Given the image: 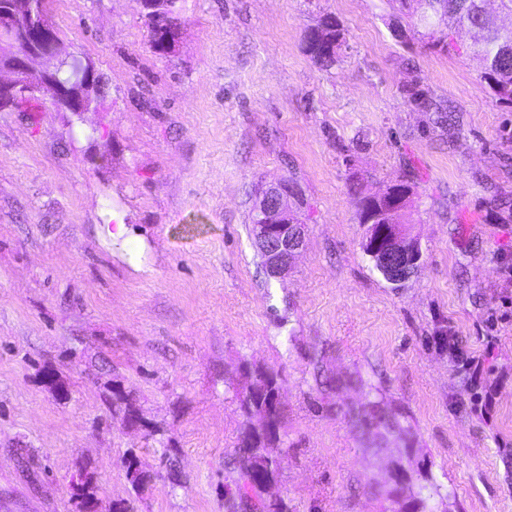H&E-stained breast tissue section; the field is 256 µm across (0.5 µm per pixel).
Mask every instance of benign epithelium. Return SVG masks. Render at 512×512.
Instances as JSON below:
<instances>
[{"label":"benign epithelium","mask_w":512,"mask_h":512,"mask_svg":"<svg viewBox=\"0 0 512 512\" xmlns=\"http://www.w3.org/2000/svg\"><path fill=\"white\" fill-rule=\"evenodd\" d=\"M164 0H142L150 27L163 38L166 53L174 52L181 19L165 13ZM18 12L13 6L0 11V42L20 44L25 42L26 31L16 23ZM33 23L45 33L41 46L28 55L15 58L0 57V111L15 109L22 103L40 97L48 87V76L42 72L32 74L31 61L49 63L58 55L60 39L46 22L45 12H40ZM53 94L61 109L85 112L91 102L76 96L62 84L54 85ZM288 183L280 181L264 186L254 207L253 237L265 254L271 275L285 278L293 269L294 261L305 246V225L296 213L288 208ZM408 190L390 189L371 198L370 219L362 241L364 252L375 268L395 288H402L418 270L422 251L416 238L405 225V215L410 207Z\"/></svg>","instance_id":"obj_1"}]
</instances>
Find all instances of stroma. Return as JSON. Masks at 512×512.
<instances>
[{
	"label": "stroma",
	"instance_id": "35a3bbf8",
	"mask_svg": "<svg viewBox=\"0 0 512 512\" xmlns=\"http://www.w3.org/2000/svg\"><path fill=\"white\" fill-rule=\"evenodd\" d=\"M181 4L161 57L140 0H57L60 58L92 62L103 100L0 112V512H80L81 487L97 512H225L259 422L234 398L248 367L279 374L271 492L292 512H380L379 490L421 484L431 512H512V104L467 29L432 46L414 0ZM326 15L344 33L327 70L305 50ZM402 178L423 265L394 288L360 202ZM282 179L306 226L284 279L250 232L258 186ZM374 399L414 445L356 433Z\"/></svg>",
	"mask_w": 512,
	"mask_h": 512
}]
</instances>
